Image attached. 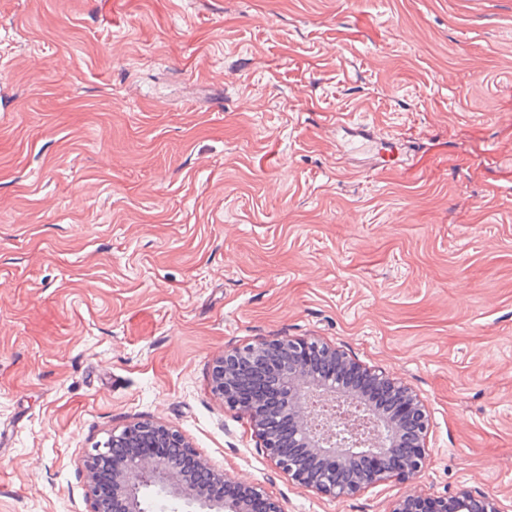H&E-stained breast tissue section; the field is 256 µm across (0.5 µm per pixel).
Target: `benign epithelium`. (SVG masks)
I'll use <instances>...</instances> for the list:
<instances>
[{
    "instance_id": "benign-epithelium-1",
    "label": "benign epithelium",
    "mask_w": 512,
    "mask_h": 512,
    "mask_svg": "<svg viewBox=\"0 0 512 512\" xmlns=\"http://www.w3.org/2000/svg\"><path fill=\"white\" fill-rule=\"evenodd\" d=\"M361 378L390 404L377 408L354 390ZM211 387L224 406L248 415L270 462L296 485L333 499L350 497L390 476L409 479L427 465L430 414L402 379L366 368L344 351L313 337L248 344L214 359ZM176 448L197 457L181 431L134 422L112 431L88 451L90 512H105L96 494L94 462L115 449L112 512H144V485L155 486L173 509L197 505L200 512H284L259 484H242L205 466L228 493L209 497L192 489L177 468V456L158 457L144 447ZM390 512H508L495 493L408 494Z\"/></svg>"
}]
</instances>
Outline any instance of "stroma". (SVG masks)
Listing matches in <instances>:
<instances>
[{
    "instance_id": "1",
    "label": "stroma",
    "mask_w": 512,
    "mask_h": 512,
    "mask_svg": "<svg viewBox=\"0 0 512 512\" xmlns=\"http://www.w3.org/2000/svg\"><path fill=\"white\" fill-rule=\"evenodd\" d=\"M320 338L426 403L334 500L211 389ZM136 421L285 512L512 506V0H0V512H90ZM495 493L473 495L459 492L442 495L407 494L397 500L390 512H508Z\"/></svg>"
}]
</instances>
